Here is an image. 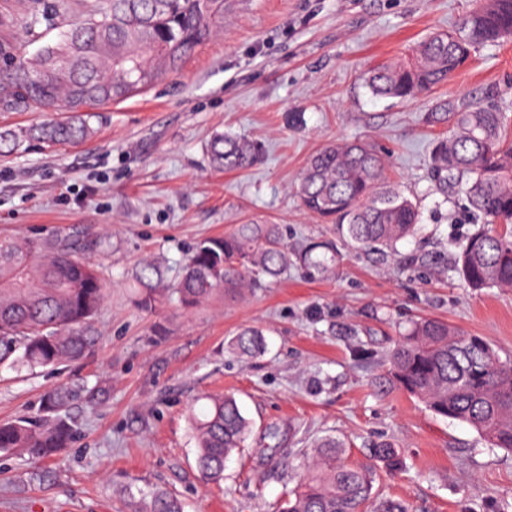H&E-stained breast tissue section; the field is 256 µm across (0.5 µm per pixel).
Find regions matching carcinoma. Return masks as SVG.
Returning a JSON list of instances; mask_svg holds the SVG:
<instances>
[{"instance_id":"1","label":"carcinoma","mask_w":512,"mask_h":512,"mask_svg":"<svg viewBox=\"0 0 512 512\" xmlns=\"http://www.w3.org/2000/svg\"><path fill=\"white\" fill-rule=\"evenodd\" d=\"M226 0H103L99 10L64 22L61 38L28 59L3 60L0 108L24 112L54 108L67 113L20 128L0 129V154L34 145H77L93 135L97 108L141 94L177 72L213 33ZM512 35V0H477L460 27L433 33L410 59L369 70L365 84L375 96L406 100L429 93L468 64L479 45ZM431 126L453 125L436 145L435 170L462 182L485 226L471 233L455 256V269L474 289L512 288V233L491 224H512V141L504 116L462 99H439L425 113ZM212 164L226 171L253 167L258 144L217 134L209 145ZM385 164L367 143L327 146L314 154L296 186L301 206L365 251H397L414 235L416 203L386 181ZM292 265L311 279L330 276L336 251L329 241L312 240L291 252L275 224H240L224 236L200 240L176 287L179 301L194 307L219 287L234 292L276 278ZM161 270L145 263L136 273L139 303L155 301ZM104 299L94 263L77 254L67 238L0 236V364L18 369L55 368L87 357L95 346L93 322ZM262 333L240 331L232 342L241 356L261 354ZM378 383L396 387L435 414L465 423L491 446L512 452V364L482 336L460 334L448 323L420 318L394 346L389 368ZM78 390L56 387L41 401L44 418L0 424V453L16 452L42 462L72 440L61 416ZM191 416L197 462L213 482L224 479L226 461L244 444L250 422L235 397L207 396ZM309 464L310 475L286 493L280 512H364L375 472L338 460L343 443L325 439ZM373 457L388 469L401 465L389 442ZM142 512H183L179 499L164 491L141 505Z\"/></svg>"}]
</instances>
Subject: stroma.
Here are the masks:
<instances>
[{
    "label": "stroma",
    "instance_id": "obj_1",
    "mask_svg": "<svg viewBox=\"0 0 512 512\" xmlns=\"http://www.w3.org/2000/svg\"><path fill=\"white\" fill-rule=\"evenodd\" d=\"M98 0H0V47L18 57L55 39L27 28L50 9L78 18ZM475 0H229L216 31L151 90L104 106L91 139L0 155V236L66 234L99 269L105 296L86 359L56 369L0 365V422L36 416L49 389L81 387L67 418L75 435L39 465L0 454V512H138L165 490L184 512H279L308 474L314 445L344 442L342 459L366 464L380 441L402 467L379 471L367 512H512V453L468 425L433 414L374 380L412 321L431 317L485 337L512 359V288H469L457 246L483 223L457 188L438 182L431 153L442 130L425 124L433 102L491 100L512 137V37L475 50L447 84L424 96L378 98L375 65L458 26ZM218 132L258 143L253 167H212ZM359 139L386 160L390 182L416 202L419 230L399 257L355 250L295 194L309 157ZM245 222L278 225L289 249L336 244V272L296 268L256 288L216 290L186 309L174 288L192 249ZM164 288L137 303L143 260ZM262 330L254 358L230 344ZM230 393L251 423L243 450L215 483L202 475L188 421L208 394ZM279 431L269 440V427Z\"/></svg>",
    "mask_w": 512,
    "mask_h": 512
}]
</instances>
